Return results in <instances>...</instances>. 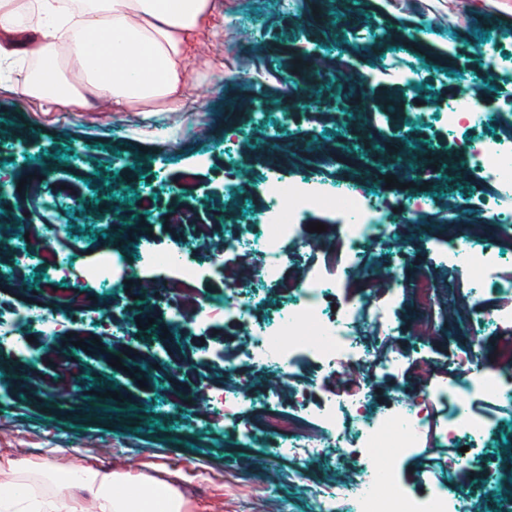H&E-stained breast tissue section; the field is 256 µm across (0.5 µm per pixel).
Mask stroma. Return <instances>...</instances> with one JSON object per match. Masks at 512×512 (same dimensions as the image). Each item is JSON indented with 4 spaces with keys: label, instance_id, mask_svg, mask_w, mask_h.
<instances>
[{
    "label": "stroma",
    "instance_id": "1",
    "mask_svg": "<svg viewBox=\"0 0 512 512\" xmlns=\"http://www.w3.org/2000/svg\"><path fill=\"white\" fill-rule=\"evenodd\" d=\"M237 40L199 37L188 71L180 112H41L35 104L0 92V225L23 223L28 234L12 238L0 255V326L14 333L0 341V458L47 464L66 472L94 463L131 474L154 475L177 486L202 512H314L311 486L354 482L356 463L321 439V453L294 458L280 453L282 434L257 429L271 389L281 404L292 388L310 384L304 372L255 370L237 363L228 372V353L242 350L246 330L229 327L214 305L237 291L254 318L269 321L290 295L248 271L261 257L245 251L224 280L192 283L206 316L207 335L174 338L149 333L127 337L134 317L163 323L150 294L156 279L138 253L143 241L165 245L161 228L174 210L195 218L182 226L185 256L208 264L216 245L251 233L265 205L260 184L276 174L283 185L315 170L322 183H349L388 205L416 213L404 225L409 260L388 239L365 245V267L336 293L342 301L367 302L373 288L400 279L438 284L432 297L400 289L393 315L401 326L391 349L407 363L403 374L374 379L368 408L419 396L448 376L449 361L479 352L485 367L512 376V326L466 333L461 324L478 316L475 301L454 286L456 266L421 249L451 224L476 227L487 214L464 209L478 189L459 145L469 130L449 132L431 104L474 88L486 96V111H512V64L489 69L486 32L499 33L502 52L512 55V0H411L399 10L392 0H346L340 18L325 14L321 0H299L296 11L267 0L256 13L249 0H223ZM414 34L419 46L387 56L381 33ZM419 75L418 90L399 83L405 70ZM421 148L422 168L447 182L434 194L421 181L394 172L387 145ZM393 184H386V177ZM130 185L135 198L112 197L114 213H126L123 242L111 245L90 214L75 208L77 197L98 198L105 181ZM38 185L17 193L19 182ZM307 232L288 259L287 275L303 278L323 246L336 209L306 213ZM66 228L65 272L51 289L29 292L41 262L27 246L39 243L51 225ZM124 260V281H81L83 269L105 253ZM372 279L373 288L363 286ZM85 299L80 319L54 336H37L33 324L14 317L15 308L66 307L72 282ZM116 329L108 347L97 346L101 324ZM120 358L121 367L111 365ZM227 388L240 391L241 425L230 430L214 398ZM471 404L486 425L478 445L461 438L472 462L463 472L447 469L448 449L429 445L395 458V475L413 497L434 486L483 508L499 488L512 486V407L481 397Z\"/></svg>",
    "mask_w": 512,
    "mask_h": 512
}]
</instances>
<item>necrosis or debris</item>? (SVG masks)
<instances>
[{
	"instance_id": "1",
	"label": "necrosis or debris",
	"mask_w": 512,
	"mask_h": 512,
	"mask_svg": "<svg viewBox=\"0 0 512 512\" xmlns=\"http://www.w3.org/2000/svg\"><path fill=\"white\" fill-rule=\"evenodd\" d=\"M511 140L512 123L502 121L494 134L470 140L467 147L480 190L465 206L491 212L495 236L475 247L458 237L448 240L449 259L460 263L458 286L463 292L478 300L484 284L494 282L501 300L488 310L484 320L496 327L512 323V278L497 276L504 258H512V150L507 147ZM264 190L271 203L260 239L266 260L252 273L288 289L293 304L276 326L269 327L254 320L237 295L231 294L224 301V315L247 328L248 346L241 358L252 368L275 365L290 371L305 360L311 363L318 384L314 391L295 389L289 408L276 406L266 411L265 424L287 433L282 450L295 457L315 453V440L323 435L342 456L358 461L371 455L382 459L381 464L365 466L357 482L313 486L312 498L322 512H343L353 499L360 505L359 512H472L468 501L448 497L438 488L421 499L407 495L393 476L391 458L382 451L392 448L403 453L420 447L429 437L445 447L463 436L480 439L483 425L471 413L469 397L479 394L492 401L510 398L512 382L491 372L470 370L468 360L461 359L449 367L446 382L421 397L401 401L385 413L367 411L371 385L370 378H363V371H370V377H381L396 373L403 365L401 358L382 354L380 349L396 334L388 316L392 297L385 293L368 303H340L332 311L327 308V299L331 285L342 284L360 270L364 243L392 233L391 217L360 188L343 185L332 191L310 172L288 187L277 178H269ZM286 196L291 197V205H283ZM335 199L345 204L344 223L322 248L308 276L289 281L285 270L289 244L301 235L299 214L325 208ZM244 246L242 239H225L216 249L215 261L203 269L178 260L173 246L143 244V262L175 270L176 278L168 285L172 302L164 309L170 325L179 324L191 309L195 299L191 283L204 272L223 276L228 257L237 255ZM365 325L376 330L380 345L361 341L358 332Z\"/></svg>"
}]
</instances>
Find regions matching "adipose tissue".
<instances>
[{
	"mask_svg": "<svg viewBox=\"0 0 512 512\" xmlns=\"http://www.w3.org/2000/svg\"><path fill=\"white\" fill-rule=\"evenodd\" d=\"M218 0H0V89L43 112H81L91 102L125 111L184 106L187 64L202 33L221 36ZM37 71L16 80V68ZM81 73L82 82L70 79ZM0 512H194L173 484L84 464L37 476L7 461ZM68 494H59V486Z\"/></svg>",
	"mask_w": 512,
	"mask_h": 512,
	"instance_id": "1",
	"label": "adipose tissue"
}]
</instances>
